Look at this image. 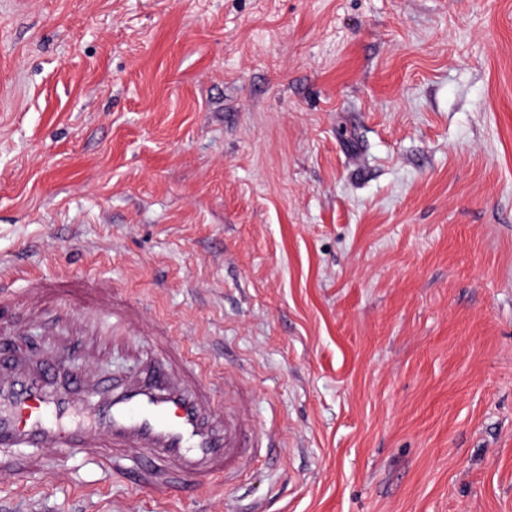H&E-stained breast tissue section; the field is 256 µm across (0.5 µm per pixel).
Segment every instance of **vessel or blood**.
Masks as SVG:
<instances>
[{
	"mask_svg": "<svg viewBox=\"0 0 512 512\" xmlns=\"http://www.w3.org/2000/svg\"><path fill=\"white\" fill-rule=\"evenodd\" d=\"M37 305L91 306L113 326L130 329L137 305L117 300L110 285L65 274L28 281ZM161 359L142 364L132 379L116 382L78 376L57 356L0 341V448H79L102 463L137 458L123 471L132 485L185 491L214 477L233 482L261 455L262 444L247 405L224 410L214 422L211 389L180 348L162 342Z\"/></svg>",
	"mask_w": 512,
	"mask_h": 512,
	"instance_id": "b4317fda",
	"label": "vessel or blood"
}]
</instances>
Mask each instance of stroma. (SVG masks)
<instances>
[{
    "mask_svg": "<svg viewBox=\"0 0 512 512\" xmlns=\"http://www.w3.org/2000/svg\"><path fill=\"white\" fill-rule=\"evenodd\" d=\"M132 331L0 332L126 379L163 327L274 453L158 498L18 448L0 512H512V0H0V271ZM26 294L35 305L52 300L63 302L69 307L64 311L66 313L85 309L82 305H91L92 310L105 314L112 321V328H135L140 319L139 307L117 300L111 286L101 280L88 283L66 274L50 279L35 277L28 281Z\"/></svg>",
    "mask_w": 512,
    "mask_h": 512,
    "instance_id": "stroma-1",
    "label": "stroma"
}]
</instances>
